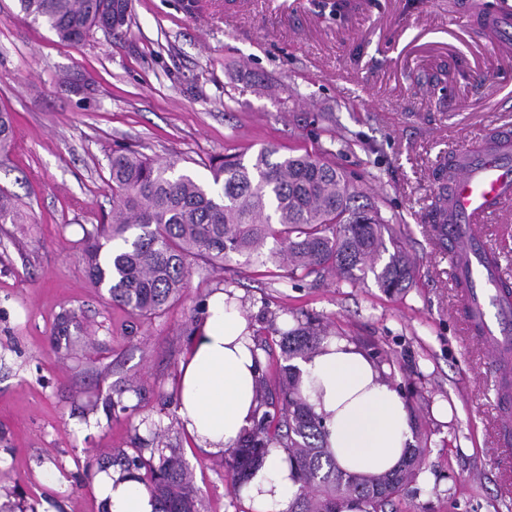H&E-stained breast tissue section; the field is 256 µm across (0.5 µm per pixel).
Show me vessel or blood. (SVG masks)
I'll return each mask as SVG.
<instances>
[{
	"label": "vessel or blood",
	"mask_w": 512,
	"mask_h": 512,
	"mask_svg": "<svg viewBox=\"0 0 512 512\" xmlns=\"http://www.w3.org/2000/svg\"><path fill=\"white\" fill-rule=\"evenodd\" d=\"M487 30L512 46V12L488 17ZM512 210V136L501 135L459 156L448 173L446 221L435 233L457 259L459 295L470 335L492 353L502 387L512 386V298L502 293L496 254L484 241L490 216Z\"/></svg>",
	"instance_id": "1"
}]
</instances>
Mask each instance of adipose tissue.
Listing matches in <instances>:
<instances>
[{"mask_svg":"<svg viewBox=\"0 0 512 512\" xmlns=\"http://www.w3.org/2000/svg\"><path fill=\"white\" fill-rule=\"evenodd\" d=\"M301 386L325 425L337 464L365 476L398 466L410 443L404 397L385 369L340 337L326 339L299 364ZM262 357L254 349L238 291L221 288L207 302L203 324L179 367L178 417L195 444L221 457L260 415L256 386ZM298 488L283 449L269 448L241 493L256 512H286ZM99 492L109 512H154L139 483L119 472L101 474Z\"/></svg>","mask_w":512,"mask_h":512,"instance_id":"1","label":"adipose tissue"}]
</instances>
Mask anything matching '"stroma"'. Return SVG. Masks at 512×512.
<instances>
[{"instance_id":"35a3bbf8","label":"stroma","mask_w":512,"mask_h":512,"mask_svg":"<svg viewBox=\"0 0 512 512\" xmlns=\"http://www.w3.org/2000/svg\"><path fill=\"white\" fill-rule=\"evenodd\" d=\"M504 9L512 0H133L130 35L97 30L70 46L0 0V109L14 118L0 193L24 215L0 224V493L23 512H103L82 462L141 438L180 449L200 512H255L225 458L177 424L172 400L192 310L224 287L241 293L261 332L267 380L283 357L266 318L283 309L321 319L388 366L412 444L428 453L387 512H512L491 356L464 328L427 220L438 160L512 126V52L482 25ZM76 75L91 81L87 94L66 86ZM120 145L179 158L205 184L218 155L332 150L391 219L413 285L389 295L371 277L355 287L290 279L235 255L220 269L196 262L182 302L133 318L92 288L77 247L112 209L108 160ZM66 310L87 344L77 358L50 342ZM119 387L127 412L89 411L92 396Z\"/></svg>"}]
</instances>
